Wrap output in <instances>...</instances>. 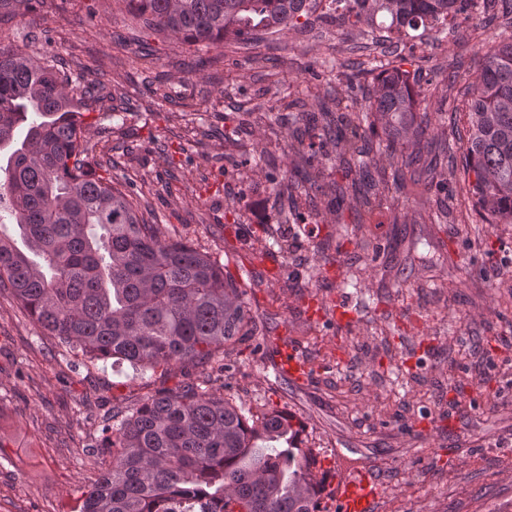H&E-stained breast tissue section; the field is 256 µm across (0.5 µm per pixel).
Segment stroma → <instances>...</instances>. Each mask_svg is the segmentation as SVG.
<instances>
[{
    "label": "stroma",
    "instance_id": "stroma-1",
    "mask_svg": "<svg viewBox=\"0 0 512 512\" xmlns=\"http://www.w3.org/2000/svg\"><path fill=\"white\" fill-rule=\"evenodd\" d=\"M512 23V0L458 20L446 36L399 43L396 65L442 103L456 136L452 180L462 170L468 130L463 92L479 50ZM137 21L121 0H44L33 14L0 26V43L34 55L45 38L63 47V67L101 82L111 99L78 100L86 137L111 153L166 235L210 253L247 291L254 334L230 346L233 367H175L168 375L129 364L88 361L71 369L58 340L45 336L10 290L0 291V512H79L99 474L87 450L101 412L133 406L156 390L211 378L253 414L285 410L306 425L305 445L326 480L367 467L386 485L378 512H512V224L472 231L470 205L446 194L444 224L421 208L379 209L361 227L335 224L332 193L301 201L311 228L289 254L287 203L273 178L288 173L287 125L270 124L304 98L323 63L322 88L345 92L344 65L380 52L323 20L250 49H197L149 35L150 65L137 57ZM172 87L156 99L149 82ZM248 117L224 135V118ZM363 238L368 251L357 250ZM287 263L273 279L267 261ZM340 297L357 326L336 348L334 309L311 316L312 297ZM286 337L308 360L310 382L292 386L269 351Z\"/></svg>",
    "mask_w": 512,
    "mask_h": 512
}]
</instances>
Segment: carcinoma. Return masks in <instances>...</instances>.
Segmentation results:
<instances>
[{
  "label": "carcinoma",
  "mask_w": 512,
  "mask_h": 512,
  "mask_svg": "<svg viewBox=\"0 0 512 512\" xmlns=\"http://www.w3.org/2000/svg\"><path fill=\"white\" fill-rule=\"evenodd\" d=\"M36 0H0V22L33 12ZM154 34L203 48L247 47L267 36L304 29L321 18L373 42L410 32L448 28L478 0H120ZM59 54L36 59L0 46V148L28 124L20 147L0 165L3 214L25 249L0 234V287L11 289L35 325L74 355L124 362L165 376L177 365L203 364L252 335L247 292L211 255L166 238L139 215L126 177L102 178L86 169L76 95H99L60 69ZM360 108L329 109L320 93L312 129L289 133L296 179L279 184L298 221V198L324 193L326 169L337 223L348 206L353 223L400 199L416 201L449 187L448 166L430 164L424 182L405 176L427 149V132L442 113L420 112L409 73L377 60ZM468 137L464 161L475 180L473 210L484 224H512V27L485 47L466 91ZM385 138L366 131L368 113ZM283 410L251 414L242 403L191 380L146 397L126 411L104 414L101 478L82 492L80 512H320L324 478L303 426ZM267 443L259 447L257 442Z\"/></svg>",
  "instance_id": "cac0c4a2"
}]
</instances>
